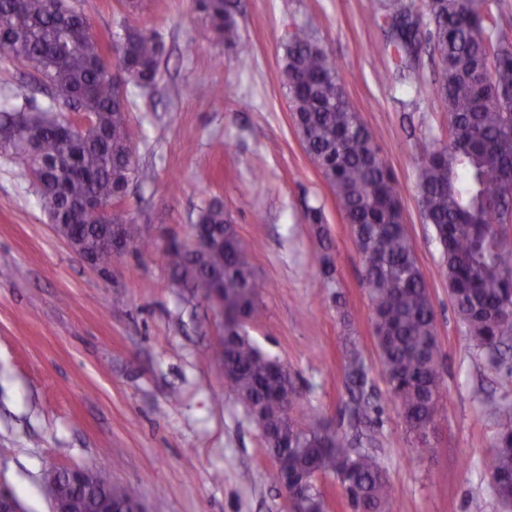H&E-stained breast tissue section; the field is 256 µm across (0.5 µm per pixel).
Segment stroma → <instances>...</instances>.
Returning a JSON list of instances; mask_svg holds the SVG:
<instances>
[{
  "label": "stroma",
  "mask_w": 512,
  "mask_h": 512,
  "mask_svg": "<svg viewBox=\"0 0 512 512\" xmlns=\"http://www.w3.org/2000/svg\"><path fill=\"white\" fill-rule=\"evenodd\" d=\"M94 0L103 44L123 25L165 44L153 89L129 88L138 171L122 206L155 241L108 271L58 236L31 182L0 155V489L25 512H50L42 487L54 468L110 473L138 488L146 512H291L258 425L229 390L219 316L172 287L167 234L186 236L201 208L223 203L263 280L250 338L292 375L299 406L332 429L343 423L344 338L370 368L371 450L394 488L397 512H512L494 490L499 428L512 407V352L478 346L459 323L442 253L418 205L426 153L448 136L432 48L412 79L392 74L378 0H228L245 52L216 42L195 0ZM327 46L349 102L393 172L404 222L436 315L443 407L426 446L406 430L380 371L360 255L333 193L305 154L279 68L292 26ZM222 67H214V57ZM322 208L323 251L305 218ZM335 268L324 285L322 256Z\"/></svg>",
  "instance_id": "35a3bbf8"
}]
</instances>
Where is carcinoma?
<instances>
[{"label":"carcinoma","mask_w":512,"mask_h":512,"mask_svg":"<svg viewBox=\"0 0 512 512\" xmlns=\"http://www.w3.org/2000/svg\"><path fill=\"white\" fill-rule=\"evenodd\" d=\"M88 0H0V55L37 77L48 101L24 97L0 107V154L17 163L19 179L34 184L50 222L78 224L83 247L100 270L112 263V225L80 205L89 197L107 205L125 200L137 167L128 100L98 68L102 46L93 32ZM214 38L233 40L237 25L224 0H200ZM385 32L394 70L415 69L423 44L441 63L436 93L448 112L449 137L427 153L418 187L424 218L442 248L448 294L467 333L495 350L512 337V237L503 224L512 214V45L497 32L484 0H426V16L406 0H382L366 17ZM125 83L155 87L163 45L158 35L131 25L118 37ZM281 79L288 89L294 128L306 155L332 189L355 239L362 283L372 308L379 366L400 414L418 438L426 436L442 408L440 347L435 310L403 222L391 171L359 114L344 94L336 64L309 31L296 26L283 43ZM92 117L87 130L60 132L66 112ZM197 223L210 229L200 250L173 238L164 251L175 288L192 299L218 298L224 338L217 356L226 383L258 427L265 428L275 461L260 477L307 499L304 512H324L309 488L316 475L336 479L351 512H395L393 488L376 457L356 450L374 411L367 392L369 368L358 350L344 361L346 428L304 425L292 415L296 387L288 369L266 355L246 333L259 310L265 284L249 261L254 244L242 238L224 206L212 202ZM136 249H148L140 225L121 224ZM494 483L499 499L512 501V408L499 412ZM121 504L138 491L96 471L79 493L81 512H97L100 500Z\"/></svg>","instance_id":"obj_1"}]
</instances>
